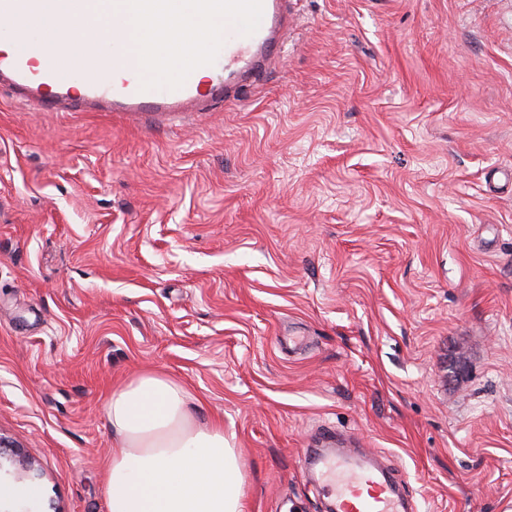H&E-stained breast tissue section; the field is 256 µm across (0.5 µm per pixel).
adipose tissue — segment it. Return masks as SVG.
I'll list each match as a JSON object with an SVG mask.
<instances>
[{
	"mask_svg": "<svg viewBox=\"0 0 512 512\" xmlns=\"http://www.w3.org/2000/svg\"><path fill=\"white\" fill-rule=\"evenodd\" d=\"M116 451L109 512H243V474L223 424L198 421L183 386L151 372L106 401Z\"/></svg>",
	"mask_w": 512,
	"mask_h": 512,
	"instance_id": "adipose-tissue-1",
	"label": "adipose tissue"
}]
</instances>
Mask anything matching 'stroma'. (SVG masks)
Here are the masks:
<instances>
[{"label": "stroma", "instance_id": "stroma-1", "mask_svg": "<svg viewBox=\"0 0 512 512\" xmlns=\"http://www.w3.org/2000/svg\"><path fill=\"white\" fill-rule=\"evenodd\" d=\"M214 112L0 87V435L42 512H108L105 403L163 371L244 512H323L325 429L415 512H512V0H295ZM13 441L0 435V481L4 475L23 476L37 472L35 461Z\"/></svg>", "mask_w": 512, "mask_h": 512}]
</instances>
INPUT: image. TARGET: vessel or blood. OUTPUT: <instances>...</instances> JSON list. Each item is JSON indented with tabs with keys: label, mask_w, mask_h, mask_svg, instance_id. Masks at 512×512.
<instances>
[{
	"label": "vessel or blood",
	"mask_w": 512,
	"mask_h": 512,
	"mask_svg": "<svg viewBox=\"0 0 512 512\" xmlns=\"http://www.w3.org/2000/svg\"><path fill=\"white\" fill-rule=\"evenodd\" d=\"M289 0H263L258 30L240 35L233 26L224 29V42L210 76H188L177 89L145 90L137 77L105 82L101 63L79 59L63 68L53 57L34 65L23 31L9 33L11 53L0 54V80L31 107L41 112H60L86 106L103 112L140 114L151 112H212L239 102L248 88L263 80L267 69L279 59L288 41L291 16ZM52 0H0V17H9L41 27L46 39H54ZM332 476L326 485L335 512H407L392 476L359 457L336 453L328 459Z\"/></svg>",
	"instance_id": "vessel-or-blood-1"
}]
</instances>
